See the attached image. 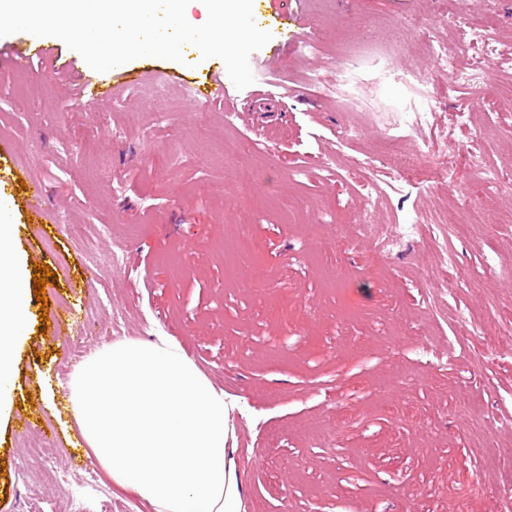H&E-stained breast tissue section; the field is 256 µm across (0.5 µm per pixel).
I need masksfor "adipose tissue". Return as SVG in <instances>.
Instances as JSON below:
<instances>
[{
	"instance_id": "1",
	"label": "adipose tissue",
	"mask_w": 512,
	"mask_h": 512,
	"mask_svg": "<svg viewBox=\"0 0 512 512\" xmlns=\"http://www.w3.org/2000/svg\"><path fill=\"white\" fill-rule=\"evenodd\" d=\"M12 226L0 223V411L14 386L27 324V282L16 271ZM71 412L113 486L152 512H243L228 446L236 406L168 337L125 340L76 369Z\"/></svg>"
}]
</instances>
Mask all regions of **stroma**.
Masks as SVG:
<instances>
[{"mask_svg": "<svg viewBox=\"0 0 512 512\" xmlns=\"http://www.w3.org/2000/svg\"><path fill=\"white\" fill-rule=\"evenodd\" d=\"M464 2L458 17L448 0H305L297 37L319 39L320 54L300 55L291 43L276 57L253 52L251 62H269V81L240 90L230 109L193 108L173 82L149 101L116 77L112 101L89 112L70 104L68 78L48 61L0 70V140L12 142L11 167L25 183L17 196L44 195L49 219L65 226L44 232L23 209L11 219L26 279L39 263L57 280L46 284V302L29 299L16 348L12 410L0 417V512H64L73 494L87 497L89 512H150L100 476L70 411V376L112 344L116 319L126 340L173 337L239 400L247 512H498L482 477L512 497V458L488 469L457 401L468 390L475 410L499 416L492 445L512 448V196L490 199L481 224L461 235L460 201L483 195L482 180L464 168L434 182L412 169L403 119L425 110L423 87L386 75L425 71L440 99L431 138L454 133L490 165L512 152V99L427 68L431 45L465 21L490 19L496 34H512V0ZM358 43L364 53L347 56ZM131 66L149 87L164 72L194 77L224 63L188 53ZM340 68L350 105L336 88ZM312 72L321 83L309 81ZM462 109L476 126L451 130ZM348 125L358 136L337 142ZM388 136L402 140L397 180L365 213L346 173ZM288 198L298 206L292 217L277 205ZM246 208L256 213L247 229L254 246L231 268L224 237ZM409 211L424 235L377 269L373 235L394 232ZM444 211L455 226L434 246L426 230ZM448 253L454 264L443 263ZM425 288L440 291V318L418 316ZM461 312L486 330H460ZM56 316L68 335L53 336ZM340 414L339 434L302 438V420ZM36 433L68 468L67 484L20 470ZM90 471L99 474L94 490L83 485Z\"/></svg>", "mask_w": 512, "mask_h": 512, "instance_id": "obj_1", "label": "stroma"}]
</instances>
